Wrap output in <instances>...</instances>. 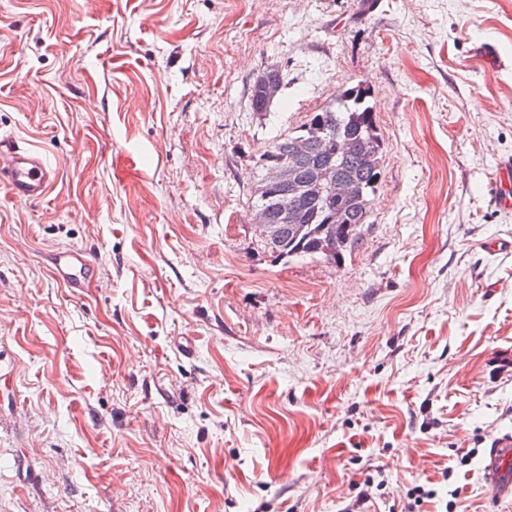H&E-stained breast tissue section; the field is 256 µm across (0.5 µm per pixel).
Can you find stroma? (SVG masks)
Listing matches in <instances>:
<instances>
[{
	"instance_id": "35a3bbf8",
	"label": "stroma",
	"mask_w": 512,
	"mask_h": 512,
	"mask_svg": "<svg viewBox=\"0 0 512 512\" xmlns=\"http://www.w3.org/2000/svg\"><path fill=\"white\" fill-rule=\"evenodd\" d=\"M358 84L359 240L275 258L259 159ZM0 134L58 173L0 189V512H401L426 483L420 512H512L482 471L512 433V0H0ZM493 205L499 210L508 211L512 206V159L498 162L493 175ZM50 268L55 280L67 288H85L95 273L89 255L78 248L52 253Z\"/></svg>"
}]
</instances>
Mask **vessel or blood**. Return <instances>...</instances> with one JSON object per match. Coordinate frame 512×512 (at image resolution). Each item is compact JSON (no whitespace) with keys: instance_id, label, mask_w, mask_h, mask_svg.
Returning <instances> with one entry per match:
<instances>
[{"instance_id":"obj_1","label":"vessel or blood","mask_w":512,"mask_h":512,"mask_svg":"<svg viewBox=\"0 0 512 512\" xmlns=\"http://www.w3.org/2000/svg\"><path fill=\"white\" fill-rule=\"evenodd\" d=\"M56 179L54 169L11 136L0 135V186L5 187L11 201L26 205L42 201ZM492 202L497 209H512V160H500L493 175ZM51 272L68 288H83L95 273L89 255L81 249L59 250L51 255ZM512 461V434L499 437L483 468L485 480L493 496L501 497L512 490L506 475L507 462Z\"/></svg>"}]
</instances>
